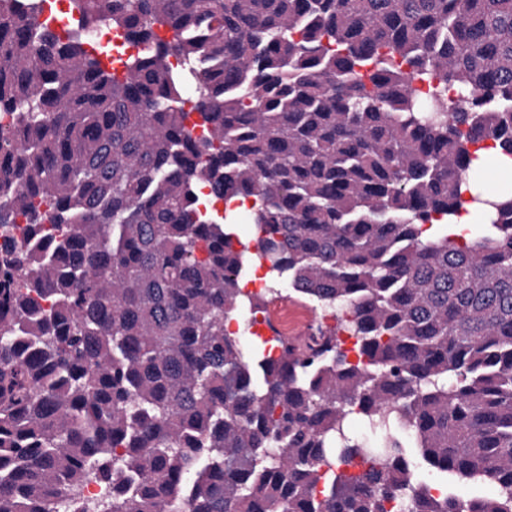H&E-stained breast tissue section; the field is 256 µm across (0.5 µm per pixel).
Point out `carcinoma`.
Masks as SVG:
<instances>
[{
    "instance_id": "1",
    "label": "carcinoma",
    "mask_w": 512,
    "mask_h": 512,
    "mask_svg": "<svg viewBox=\"0 0 512 512\" xmlns=\"http://www.w3.org/2000/svg\"><path fill=\"white\" fill-rule=\"evenodd\" d=\"M41 2L0 0V512H512V0H70L121 77ZM235 198L336 329L228 331Z\"/></svg>"
}]
</instances>
